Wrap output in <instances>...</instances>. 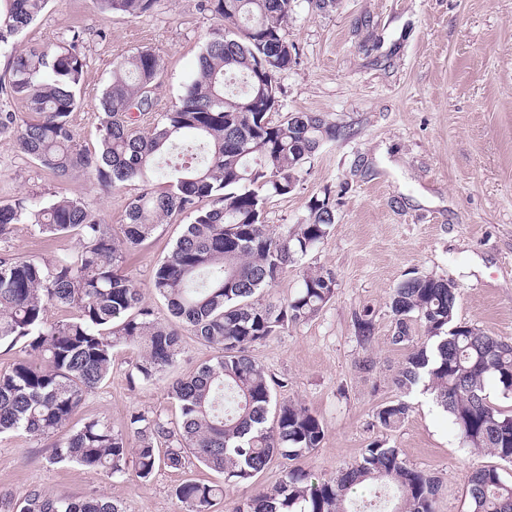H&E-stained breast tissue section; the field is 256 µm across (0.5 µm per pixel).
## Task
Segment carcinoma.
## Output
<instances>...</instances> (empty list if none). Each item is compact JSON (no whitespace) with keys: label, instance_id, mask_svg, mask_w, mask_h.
<instances>
[{"label":"carcinoma","instance_id":"obj_1","mask_svg":"<svg viewBox=\"0 0 512 512\" xmlns=\"http://www.w3.org/2000/svg\"><path fill=\"white\" fill-rule=\"evenodd\" d=\"M0 50L36 21L47 0H4ZM105 15L140 17L157 0H97ZM293 0H202L216 26L201 49L197 78L179 103L159 114L151 131L133 128L132 113L147 112L161 72L159 57L142 49L112 67L99 99V148H82L69 117L77 107L86 57L80 34L53 46L13 53L0 94L25 104L33 119L18 122L0 106V131L13 132L20 152L58 180L90 175L103 191L139 183L122 237L80 200L66 196L37 205L27 197L0 205V242L13 226L29 224L47 236L74 234L77 246L51 259L0 253V345L20 346L0 372V434L22 429L52 441V460L74 462L148 481L162 465L182 468L194 459L224 473V484L186 480L174 490L184 512H210L226 489L245 484L280 460L283 479L260 488L232 512H360L353 494L375 483L396 489L391 512H435L438 480L409 466L399 449L369 443L333 479H320L296 461L311 456L325 429L309 408L277 401L275 380L249 355L290 323L308 319L334 295L335 277L322 268L303 276L286 303L257 299L297 259L320 244L335 224L329 195L314 197L305 219L284 232L263 223L267 195H287L305 160L341 128L315 112L272 120L279 76L297 60L285 36ZM189 213L171 253L154 270L148 290L171 316L161 321L143 289L126 273L127 254L159 224ZM453 283L426 276L401 282L389 298L392 343L412 342L409 320L422 322L427 340L412 347L396 378L407 394L432 391L469 447L512 464V414L487 393L496 383L512 397V344L455 319ZM54 306L76 315L55 320ZM214 351L196 371L169 387L174 420L135 411L116 430L103 419L70 427L86 396L112 372L118 346L140 348L134 377L150 381L172 369L180 354V327ZM360 342L374 330L372 312L356 316ZM412 406L402 398L379 408L377 423L392 430ZM470 512H512V482L496 465L473 470ZM3 512H122L99 494L63 498L31 488L0 493Z\"/></svg>","mask_w":512,"mask_h":512}]
</instances>
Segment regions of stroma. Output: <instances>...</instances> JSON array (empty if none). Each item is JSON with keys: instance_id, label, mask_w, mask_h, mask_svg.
<instances>
[{"instance_id": "stroma-1", "label": "stroma", "mask_w": 512, "mask_h": 512, "mask_svg": "<svg viewBox=\"0 0 512 512\" xmlns=\"http://www.w3.org/2000/svg\"><path fill=\"white\" fill-rule=\"evenodd\" d=\"M200 3L158 0L140 17H106L96 0H50L16 48L56 45L80 32L87 66L70 120L78 143L94 151L98 100L113 65L134 52L152 50L163 67L153 107L141 113L136 131L149 133L158 114L178 102L214 25ZM285 36L298 56L278 79L274 119L317 112L343 134L306 160L292 193L267 198L263 221L285 231L306 216L313 197L327 194L336 222L260 298L284 302L319 267L333 272L336 287L319 312L254 346L251 355L277 381L278 398L303 403L325 426L306 468L336 476L368 443L382 440L437 477V512H470V474L494 457L472 452L422 389L407 396L412 411L396 429H381L375 413L402 396L394 378L412 344L426 339L416 321L412 344L391 342L389 296L404 279L453 282L457 321L512 343V0H340L322 13L294 0ZM136 192L133 183L105 192L84 176L58 181L18 152L13 134L0 133V204L22 195L43 203L78 198L117 233ZM192 220L173 217L132 251L127 270L140 288ZM76 245L75 236L47 239L18 224L0 251L50 258ZM366 307L374 332L363 344L354 321ZM139 354L135 347L115 353L109 378L88 395L75 424L106 419L118 428L133 411L177 416L168 377L131 382ZM50 454L46 441L25 431L0 435V493L38 487L74 498L103 494L123 512H183L176 485L224 481L222 473L189 465L159 468L143 484L131 474L56 463Z\"/></svg>"}]
</instances>
